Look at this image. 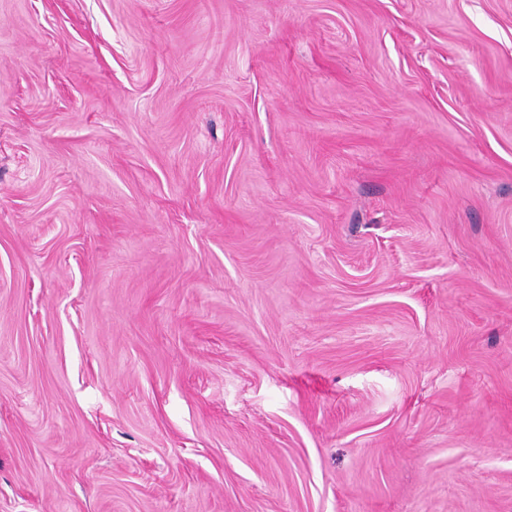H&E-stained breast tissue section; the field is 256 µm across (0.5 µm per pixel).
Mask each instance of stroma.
I'll list each match as a JSON object with an SVG mask.
<instances>
[{"label": "stroma", "instance_id": "1", "mask_svg": "<svg viewBox=\"0 0 512 512\" xmlns=\"http://www.w3.org/2000/svg\"><path fill=\"white\" fill-rule=\"evenodd\" d=\"M0 512H512V0H0Z\"/></svg>", "mask_w": 512, "mask_h": 512}]
</instances>
